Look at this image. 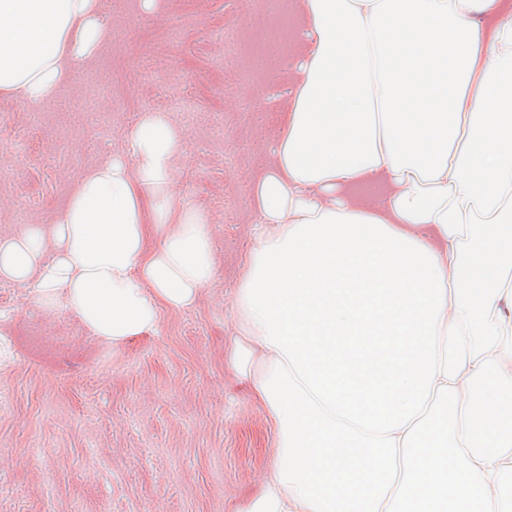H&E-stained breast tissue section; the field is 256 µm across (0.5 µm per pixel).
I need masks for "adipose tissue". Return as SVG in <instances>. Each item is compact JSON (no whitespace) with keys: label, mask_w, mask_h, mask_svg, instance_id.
I'll use <instances>...</instances> for the list:
<instances>
[{"label":"adipose tissue","mask_w":512,"mask_h":512,"mask_svg":"<svg viewBox=\"0 0 512 512\" xmlns=\"http://www.w3.org/2000/svg\"><path fill=\"white\" fill-rule=\"evenodd\" d=\"M300 4L232 304L277 438L248 512H512V24L501 0ZM111 41L103 0H0V96L40 107ZM184 149L139 113L51 223L0 235V281L117 345L193 306L218 266Z\"/></svg>","instance_id":"ef3b65f1"}]
</instances>
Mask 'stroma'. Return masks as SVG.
<instances>
[{"label": "stroma", "mask_w": 512, "mask_h": 512, "mask_svg": "<svg viewBox=\"0 0 512 512\" xmlns=\"http://www.w3.org/2000/svg\"><path fill=\"white\" fill-rule=\"evenodd\" d=\"M296 0H119L115 36L63 96L32 110L0 97V233L48 223L79 171L138 113L182 128L178 190L210 219L219 277L193 307L123 345L0 286V512H247L276 435L230 355L231 306L253 226L249 198L287 110ZM56 340L52 359L17 340Z\"/></svg>", "instance_id": "1"}]
</instances>
